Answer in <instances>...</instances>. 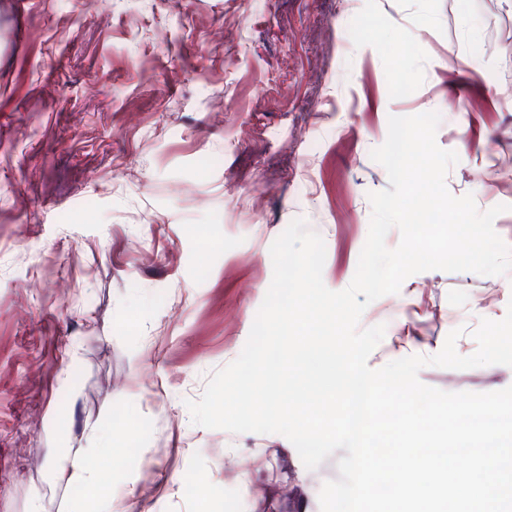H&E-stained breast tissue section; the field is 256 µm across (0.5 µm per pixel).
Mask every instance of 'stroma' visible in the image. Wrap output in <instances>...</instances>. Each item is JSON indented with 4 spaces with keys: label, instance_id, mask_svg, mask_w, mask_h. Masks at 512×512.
<instances>
[{
    "label": "stroma",
    "instance_id": "35a3bbf8",
    "mask_svg": "<svg viewBox=\"0 0 512 512\" xmlns=\"http://www.w3.org/2000/svg\"><path fill=\"white\" fill-rule=\"evenodd\" d=\"M512 0H0V512H320L280 434L193 424L297 218L352 281L388 120L436 112L449 191L512 247ZM512 271H427L365 309L368 364L505 316ZM448 392L512 367L428 366ZM97 489L68 481L74 457ZM158 489L140 488L143 468Z\"/></svg>",
    "mask_w": 512,
    "mask_h": 512
}]
</instances>
